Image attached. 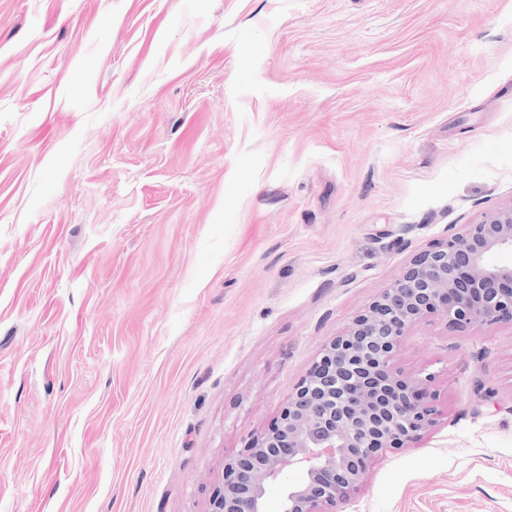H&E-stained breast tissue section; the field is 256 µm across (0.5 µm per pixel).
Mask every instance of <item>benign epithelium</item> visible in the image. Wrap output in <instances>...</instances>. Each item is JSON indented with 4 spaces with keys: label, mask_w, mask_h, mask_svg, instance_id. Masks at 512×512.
Masks as SVG:
<instances>
[{
    "label": "benign epithelium",
    "mask_w": 512,
    "mask_h": 512,
    "mask_svg": "<svg viewBox=\"0 0 512 512\" xmlns=\"http://www.w3.org/2000/svg\"><path fill=\"white\" fill-rule=\"evenodd\" d=\"M512 205L486 213L416 254L289 394L280 420L224 467L208 512H268L271 482L290 469L277 512H336L379 453L420 440L437 423L432 376L403 378L391 358L406 329L429 314L455 325H512Z\"/></svg>",
    "instance_id": "1"
}]
</instances>
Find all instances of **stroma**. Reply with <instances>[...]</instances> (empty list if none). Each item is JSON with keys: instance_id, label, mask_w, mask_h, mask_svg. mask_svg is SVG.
<instances>
[{"instance_id": "stroma-1", "label": "stroma", "mask_w": 512, "mask_h": 512, "mask_svg": "<svg viewBox=\"0 0 512 512\" xmlns=\"http://www.w3.org/2000/svg\"><path fill=\"white\" fill-rule=\"evenodd\" d=\"M512 203V0H0V512H207L413 256ZM338 512H512V326Z\"/></svg>"}]
</instances>
